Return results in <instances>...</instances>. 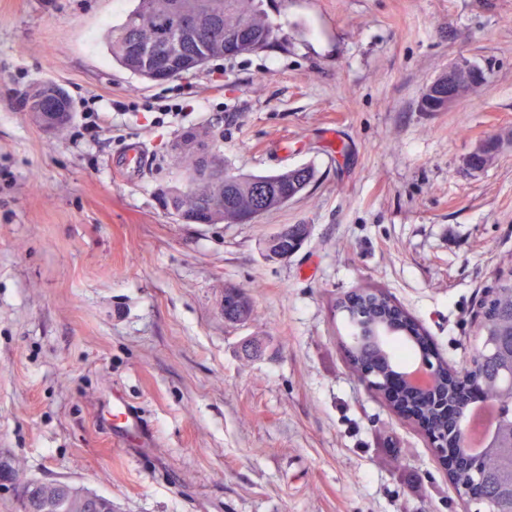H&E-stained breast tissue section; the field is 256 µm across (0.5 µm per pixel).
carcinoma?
Listing matches in <instances>:
<instances>
[{"mask_svg":"<svg viewBox=\"0 0 512 512\" xmlns=\"http://www.w3.org/2000/svg\"><path fill=\"white\" fill-rule=\"evenodd\" d=\"M135 7L130 10L123 21L112 27L108 39V48L112 61L119 67L151 78L145 71L141 57L132 47L138 39L152 41L161 49H166L175 31L172 20L167 15L170 0H134ZM263 0H208L211 12L222 24L224 31L243 32L245 43H262L269 46L274 40V31L269 25L262 9ZM249 53V47L243 45L235 49L221 47L209 36L200 41L184 40L176 50L172 63L175 65L172 76L181 74L180 59L184 57L205 56V60L223 56H238ZM23 105L31 112L35 120L42 121V113L50 112L59 106L58 98L51 91L38 85L24 93ZM204 156L192 148L179 146L177 169L189 172L203 167ZM314 179V170L308 166L299 167L274 175L238 176L222 189L196 183L188 186L186 191L174 202V208L183 212L186 219L202 215L209 217L213 224H232L234 218L255 219L258 216L284 205L288 195L304 191ZM308 225L290 224L288 233L280 240L278 248L286 253L295 246V238L307 236ZM240 300L229 301L224 306V319L230 323L245 322L252 315L250 296L243 289H238ZM393 315L401 316L403 312L381 289L366 288L359 291L354 303L348 307V323L353 326ZM481 335L487 337L491 346L479 350L473 357L477 369L463 386L448 379V363L439 359L435 371L436 389L440 398L448 399L459 406L470 401L471 395H485L487 401L498 411L503 424H512V393L505 388L508 373H512V273L495 280L491 292L487 295L481 312ZM409 336L416 337V344H411L397 336L390 339L388 349L391 362L380 360L374 353L361 351L350 359L353 373L361 372V366L369 364L374 370V383L377 392H382L383 385L393 375L392 366L397 364L398 354L414 349V346L426 345V338L417 326L406 327ZM413 404L420 417L435 431L448 428V414L438 406L428 403L421 396L412 397ZM508 439L495 450H487L475 461L466 459L465 450L457 449L459 466L452 474L455 488L468 486L478 481V475L494 472L505 479L512 473V454L508 451ZM31 495L38 504L40 512H74L73 495L81 488L63 482H32Z\"/></svg>","mask_w":512,"mask_h":512,"instance_id":"cac0c4a2","label":"carcinoma"}]
</instances>
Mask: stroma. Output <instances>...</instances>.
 Listing matches in <instances>:
<instances>
[{"instance_id":"obj_1","label":"stroma","mask_w":512,"mask_h":512,"mask_svg":"<svg viewBox=\"0 0 512 512\" xmlns=\"http://www.w3.org/2000/svg\"><path fill=\"white\" fill-rule=\"evenodd\" d=\"M133 6L0 0V457L114 512H475L353 375L336 301L377 286L452 367L480 348L512 271V0H264L276 46L157 84L106 48ZM461 56L484 84L421 111ZM43 81L73 108L52 135L21 106ZM212 125L233 172L314 182L252 224L183 223L156 192L173 145ZM288 224L308 238L267 262ZM230 286L246 324L224 321ZM116 393L152 447L113 435ZM287 226H288V233H285L280 238L278 248L281 249L282 253L288 252L290 249H293L294 246L296 245L295 248L293 250H290V252H288V254H286V255H277V256L273 255L272 252H270L268 250L269 246L273 242L272 236H269L266 239V242L264 243L263 250H262L263 256L266 260L272 261V262L285 261L286 259L290 258L294 253H296L301 248L303 242L305 241V239L301 238V237L302 236L307 237L308 232H309L308 225H306V224H289ZM296 237H299L300 239H298V241L295 244L294 242H295ZM269 255L272 256L274 259H271L269 257ZM240 295L238 301H227L224 306V319L230 323L245 322L252 315L250 296L241 288H236Z\"/></svg>"}]
</instances>
